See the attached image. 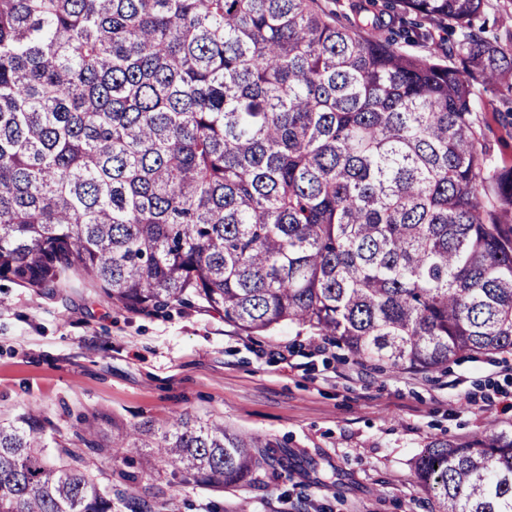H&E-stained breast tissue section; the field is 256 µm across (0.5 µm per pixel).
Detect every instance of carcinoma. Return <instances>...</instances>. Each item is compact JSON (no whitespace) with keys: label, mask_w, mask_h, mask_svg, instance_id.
<instances>
[{"label":"carcinoma","mask_w":512,"mask_h":512,"mask_svg":"<svg viewBox=\"0 0 512 512\" xmlns=\"http://www.w3.org/2000/svg\"><path fill=\"white\" fill-rule=\"evenodd\" d=\"M484 0H0V280L78 282L147 313L192 294L252 335L283 323L415 371L512 349V167L480 89L512 85V28ZM448 63L403 53L423 22ZM44 418L0 424V512H112ZM87 443L150 476L219 488L274 452L219 420L92 423ZM436 512H512V435L416 460ZM139 471V472H141ZM128 485V512H149ZM485 21L488 32L494 31L502 22L512 24V0H486L484 14L477 25ZM425 25H426V27L430 28L431 33H432V36L430 39H428L427 43H425L421 46H407V45L401 43V44L396 45V47L403 51L422 54V55H428L430 53L435 52L438 55L442 56L441 51L444 48H448V46L452 44L454 39H456V35H450L446 31H444L440 28L432 27L427 23ZM510 97L506 86L498 85L482 92L481 112L482 130L487 144L493 150L495 163L499 168L512 167V126L502 122L496 110L503 109L501 99Z\"/></svg>","instance_id":"1"}]
</instances>
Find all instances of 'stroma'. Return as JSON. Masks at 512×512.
<instances>
[{
  "mask_svg": "<svg viewBox=\"0 0 512 512\" xmlns=\"http://www.w3.org/2000/svg\"><path fill=\"white\" fill-rule=\"evenodd\" d=\"M481 95L482 130L498 167H512L511 94ZM34 407L46 453L81 457L103 491L121 464L82 441L174 419H220L278 443L244 486L224 491L144 477L155 512H434L415 461L433 440L460 445L512 433V351L462 353L434 371L358 361L328 336L282 324L247 335L190 299L131 313L88 288L41 295L0 281V421Z\"/></svg>",
  "mask_w": 512,
  "mask_h": 512,
  "instance_id": "1",
  "label": "stroma"
}]
</instances>
